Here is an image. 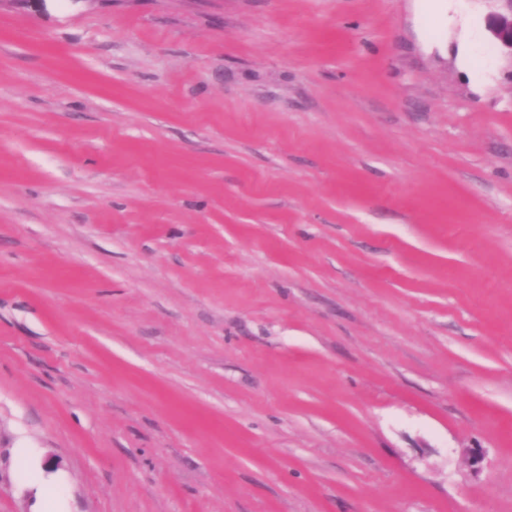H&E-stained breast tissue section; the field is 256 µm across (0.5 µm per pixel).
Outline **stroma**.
Segmentation results:
<instances>
[{
  "instance_id": "35a3bbf8",
  "label": "stroma",
  "mask_w": 512,
  "mask_h": 512,
  "mask_svg": "<svg viewBox=\"0 0 512 512\" xmlns=\"http://www.w3.org/2000/svg\"><path fill=\"white\" fill-rule=\"evenodd\" d=\"M498 0H0V512H512Z\"/></svg>"
}]
</instances>
